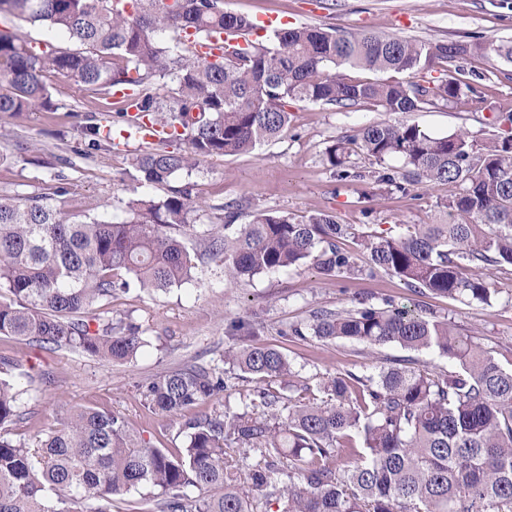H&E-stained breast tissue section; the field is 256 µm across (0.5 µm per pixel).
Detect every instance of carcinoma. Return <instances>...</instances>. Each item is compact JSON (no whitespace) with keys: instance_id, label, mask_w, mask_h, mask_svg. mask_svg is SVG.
Here are the masks:
<instances>
[{"instance_id":"cac0c4a2","label":"carcinoma","mask_w":512,"mask_h":512,"mask_svg":"<svg viewBox=\"0 0 512 512\" xmlns=\"http://www.w3.org/2000/svg\"><path fill=\"white\" fill-rule=\"evenodd\" d=\"M0 0L9 15L46 28L75 48L36 46L0 30V113L53 112L50 72L86 87L127 91L119 117L130 138L161 128L160 146L132 154L136 180L164 185L203 159L233 156L274 143L288 132L294 101L340 109L372 104L398 114L366 125L327 148L339 181H362L354 153L383 164L376 183L407 192L446 185L443 220L407 232L364 235L336 213L298 220L226 203L220 226L204 232L206 251L224 260L233 280L304 264L326 281L366 273L399 278L415 294L490 304L499 294L479 269L512 267V112H498L500 135L480 144L465 130L437 136L409 119L439 103L459 105L476 93L464 62L473 55L512 61V45L494 40L432 43L371 31L339 33L315 26L280 28L272 41L236 43L255 28L224 10V0ZM223 37L209 60L197 46ZM437 70L427 79L424 73ZM349 70L387 73L353 78ZM171 79L176 96L151 92ZM77 156L112 147V125L84 127ZM179 143L186 148L169 149ZM62 183L51 196L0 197V336L107 362L133 359L147 340L141 325L94 313L112 301L126 275L166 291L193 278L182 239L190 216L205 210L187 184L161 198L143 192L124 218L66 210ZM367 257L357 265L346 242ZM282 335L348 339L373 350L398 345L448 358L439 372L380 365L370 376L330 377L331 402L294 404L258 387L244 408L187 415L227 387L224 372L194 365L141 385L154 411L182 417L184 447L175 453L143 444L119 413L77 407L35 448L11 436L22 392L0 377V512H83L87 500L110 512L114 498L147 488L142 512H512V369L447 318L386 299L380 306L317 309ZM242 373L259 380L292 374L288 357L268 346L228 351ZM254 457L242 469L240 457ZM350 466L340 471L338 459Z\"/></svg>"}]
</instances>
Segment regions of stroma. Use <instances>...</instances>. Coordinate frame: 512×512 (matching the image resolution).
I'll return each mask as SVG.
<instances>
[{"mask_svg":"<svg viewBox=\"0 0 512 512\" xmlns=\"http://www.w3.org/2000/svg\"><path fill=\"white\" fill-rule=\"evenodd\" d=\"M224 8L256 22L275 17L281 28L368 30L431 42L512 41V0H224ZM467 68L477 75L476 96L463 106L425 107L412 113V121L432 134L464 128L480 142L494 137L498 129L491 123L492 113L512 109V63L475 56ZM46 82L55 111L0 114V153L8 156L0 164V196L49 195L63 180L72 211L95 215L104 203L109 212L122 213L138 186L130 165L138 141L93 150L83 158L70 152L81 126L93 119L116 120L121 101L58 74H48ZM290 110L294 117L284 139L250 153L202 161L191 175L177 177V184H190L195 199L207 205L194 217L196 231L185 237L190 252L202 251L201 231L215 221L217 206L227 202L241 205L243 224L258 209L296 218L330 210L342 223L359 225L366 233L389 227L403 232L436 220L447 187H418L403 194L377 184L340 182L326 163L325 152L334 139L371 123L393 121V114L369 104L339 109L300 101ZM199 268V279L167 292L130 283L101 308L102 317L131 320L144 329L149 344L132 361L103 362L0 336V355L16 364L8 378L23 392V415L11 426L13 437L34 442L72 408L95 407L124 415L137 438L148 445L182 447L177 420L150 408L139 387L164 372L204 362L225 368L228 383L204 404V411H237L256 385L252 376L224 362L229 347L244 343L229 333L231 321L239 318L260 325L255 343L278 348L291 361L292 377L265 382L285 398L296 397L306 386L317 401L327 400L320 387L326 377L347 372L368 376L375 366L393 359H410L432 371L447 368L446 358L397 345L372 351L347 340H295L281 334L286 325L306 320L314 309H340L356 299L374 305L386 298L407 306L423 304L474 336L501 366L512 367V270L507 268L494 272L499 293L488 305L431 294L420 297L387 275L325 285L309 264L240 282L225 280L220 259H205Z\"/></svg>","mask_w":512,"mask_h":512,"instance_id":"obj_1","label":"stroma"}]
</instances>
